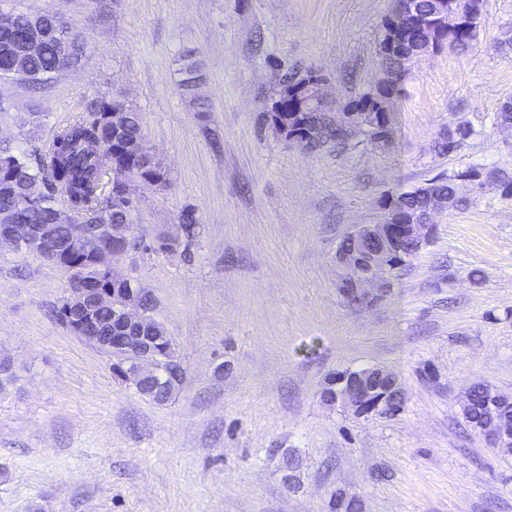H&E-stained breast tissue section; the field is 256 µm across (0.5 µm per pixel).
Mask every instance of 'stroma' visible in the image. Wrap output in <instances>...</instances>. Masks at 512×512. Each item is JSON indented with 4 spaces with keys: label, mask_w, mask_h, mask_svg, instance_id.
Returning a JSON list of instances; mask_svg holds the SVG:
<instances>
[{
    "label": "stroma",
    "mask_w": 512,
    "mask_h": 512,
    "mask_svg": "<svg viewBox=\"0 0 512 512\" xmlns=\"http://www.w3.org/2000/svg\"><path fill=\"white\" fill-rule=\"evenodd\" d=\"M393 0H0L48 12L83 49L42 84L0 79V145L32 152L92 98L138 109L166 187L136 184V235L197 238L112 257L156 300L185 378L167 402L122 381L111 357L55 316L69 283L41 258L0 251V512H512V454L463 420L474 383L512 398V197L495 182L435 217L430 241L366 308L340 297L336 250L382 221L384 195L474 166L512 172V0H486L470 49L412 64L395 139L310 151L262 115L281 75L319 72L330 112L379 75ZM201 64L183 94L184 51ZM205 101L206 111L196 109ZM478 135L439 155L453 124ZM399 379L392 416L322 401L341 371Z\"/></svg>",
    "instance_id": "stroma-1"
}]
</instances>
